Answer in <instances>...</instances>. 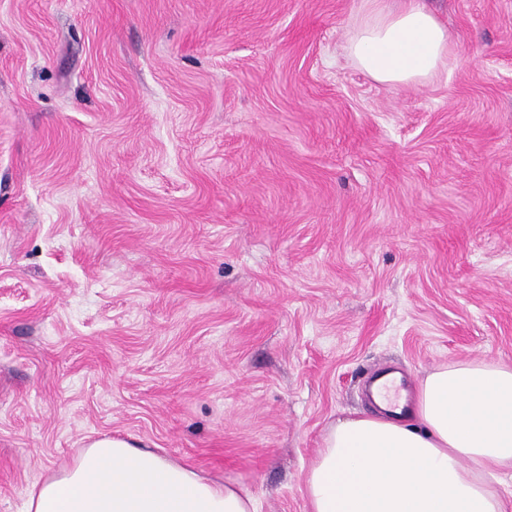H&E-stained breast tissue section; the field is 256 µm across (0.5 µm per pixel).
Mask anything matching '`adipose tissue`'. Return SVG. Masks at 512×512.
<instances>
[{
  "label": "adipose tissue",
  "instance_id": "obj_1",
  "mask_svg": "<svg viewBox=\"0 0 512 512\" xmlns=\"http://www.w3.org/2000/svg\"><path fill=\"white\" fill-rule=\"evenodd\" d=\"M349 52L371 78L420 85L448 61L447 29L422 0H366ZM337 420L309 468L310 512H507L512 488V367L440 365L414 406ZM25 512H258L239 486L214 481L129 436L92 439L63 472L26 493Z\"/></svg>",
  "mask_w": 512,
  "mask_h": 512
}]
</instances>
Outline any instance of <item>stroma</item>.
Instances as JSON below:
<instances>
[{
  "label": "stroma",
  "mask_w": 512,
  "mask_h": 512,
  "mask_svg": "<svg viewBox=\"0 0 512 512\" xmlns=\"http://www.w3.org/2000/svg\"><path fill=\"white\" fill-rule=\"evenodd\" d=\"M423 85L363 0H0V512L92 438L309 512L327 427L512 366V0H427ZM365 5L349 52L371 78L421 85L447 65L448 30L422 0H366Z\"/></svg>",
  "instance_id": "obj_1"
}]
</instances>
